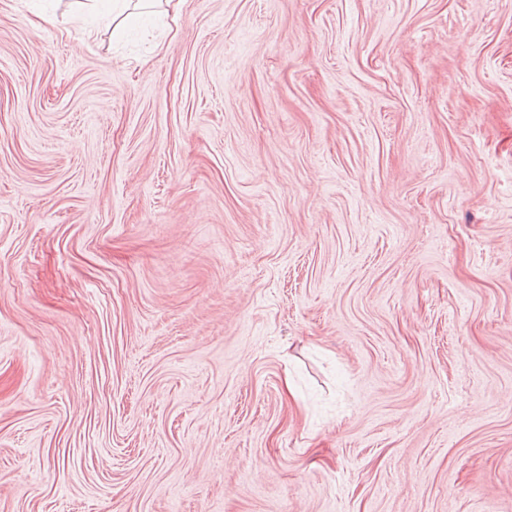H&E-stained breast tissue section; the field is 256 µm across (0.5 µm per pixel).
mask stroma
Returning a JSON list of instances; mask_svg holds the SVG:
<instances>
[{"label":"stroma","mask_w":512,"mask_h":512,"mask_svg":"<svg viewBox=\"0 0 512 512\" xmlns=\"http://www.w3.org/2000/svg\"><path fill=\"white\" fill-rule=\"evenodd\" d=\"M0 0V512H512V0Z\"/></svg>","instance_id":"stroma-1"}]
</instances>
